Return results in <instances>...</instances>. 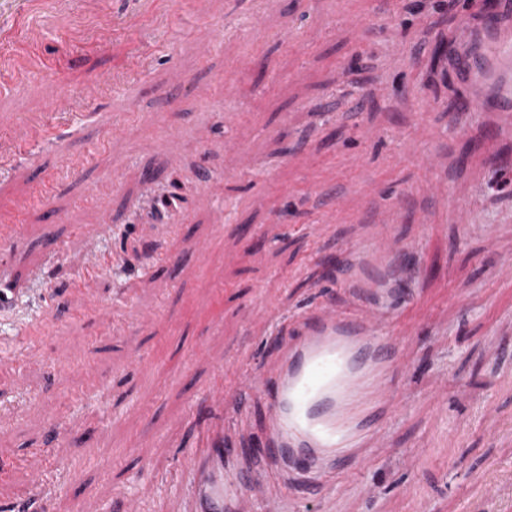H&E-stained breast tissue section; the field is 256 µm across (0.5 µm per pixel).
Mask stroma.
Segmentation results:
<instances>
[{
  "label": "stroma",
  "mask_w": 512,
  "mask_h": 512,
  "mask_svg": "<svg viewBox=\"0 0 512 512\" xmlns=\"http://www.w3.org/2000/svg\"><path fill=\"white\" fill-rule=\"evenodd\" d=\"M470 21L468 0H0V211L21 212L24 236L0 243V349L53 323L42 356L0 377V460L45 447L86 463L40 512H111L144 478V512H187L188 396L216 364L268 365V306L352 308L323 262L380 223L414 296L391 321L412 370L365 469L329 479L326 512H472L473 477L512 479V279L496 275L512 264V112L460 106L443 49ZM429 154L450 177L441 201ZM44 179L48 209L27 207ZM162 251L176 268L150 264ZM107 252L127 262L79 317L70 285ZM86 374L98 383L72 403ZM106 450L135 456L108 471ZM250 481L282 512L312 493Z\"/></svg>",
  "instance_id": "stroma-1"
}]
</instances>
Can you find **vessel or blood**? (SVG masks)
<instances>
[{"label": "vessel or blood", "mask_w": 512, "mask_h": 512, "mask_svg": "<svg viewBox=\"0 0 512 512\" xmlns=\"http://www.w3.org/2000/svg\"><path fill=\"white\" fill-rule=\"evenodd\" d=\"M479 19L452 40L448 56L462 108L467 112H512V0H479ZM22 239L20 216L0 212V241ZM398 247L387 225L371 227L370 243L341 253L337 278L357 304L355 311L323 303L286 316L270 312L277 341L270 367L213 368L204 391L209 409L234 415L244 398H265L262 451L236 452L223 426L200 425L181 464L193 512H256L257 496L246 493L244 477L255 464L283 476L333 473L363 465L360 450L381 435L401 411L400 390L411 364L404 342L389 329L390 314L406 301ZM51 326L42 320L21 329L24 344L0 358V375L39 355ZM33 482L29 497L62 476H77L81 459L55 463L35 452L24 460Z\"/></svg>", "instance_id": "1"}]
</instances>
